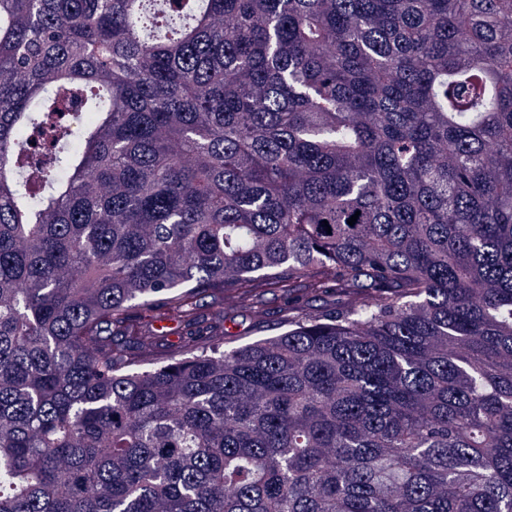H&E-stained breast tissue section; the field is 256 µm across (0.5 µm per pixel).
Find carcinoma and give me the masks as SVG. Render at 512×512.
Instances as JSON below:
<instances>
[{
    "instance_id": "obj_1",
    "label": "carcinoma",
    "mask_w": 512,
    "mask_h": 512,
    "mask_svg": "<svg viewBox=\"0 0 512 512\" xmlns=\"http://www.w3.org/2000/svg\"><path fill=\"white\" fill-rule=\"evenodd\" d=\"M509 26L0 0V512H512ZM251 278L345 308L206 346Z\"/></svg>"
}]
</instances>
